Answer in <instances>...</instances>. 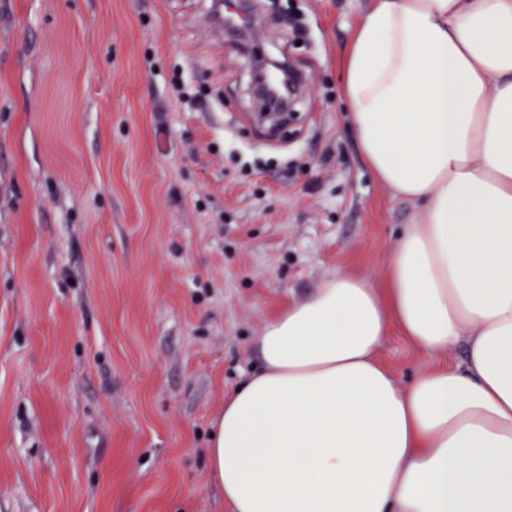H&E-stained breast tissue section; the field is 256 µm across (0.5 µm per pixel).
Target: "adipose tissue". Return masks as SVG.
Returning <instances> with one entry per match:
<instances>
[{
    "label": "adipose tissue",
    "instance_id": "adipose-tissue-1",
    "mask_svg": "<svg viewBox=\"0 0 512 512\" xmlns=\"http://www.w3.org/2000/svg\"><path fill=\"white\" fill-rule=\"evenodd\" d=\"M362 157L423 204L383 285L276 313L212 424L231 512H512V0H373L345 57ZM447 351L400 382L390 327Z\"/></svg>",
    "mask_w": 512,
    "mask_h": 512
}]
</instances>
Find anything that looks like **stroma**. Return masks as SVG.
Masks as SVG:
<instances>
[{
    "label": "stroma",
    "mask_w": 512,
    "mask_h": 512,
    "mask_svg": "<svg viewBox=\"0 0 512 512\" xmlns=\"http://www.w3.org/2000/svg\"><path fill=\"white\" fill-rule=\"evenodd\" d=\"M213 3L0 0V512H230L212 423L265 323L341 272L383 284L421 218L343 96L372 0H248L251 47ZM259 53L306 76L275 125ZM380 357L437 359L394 327Z\"/></svg>",
    "instance_id": "obj_1"
}]
</instances>
